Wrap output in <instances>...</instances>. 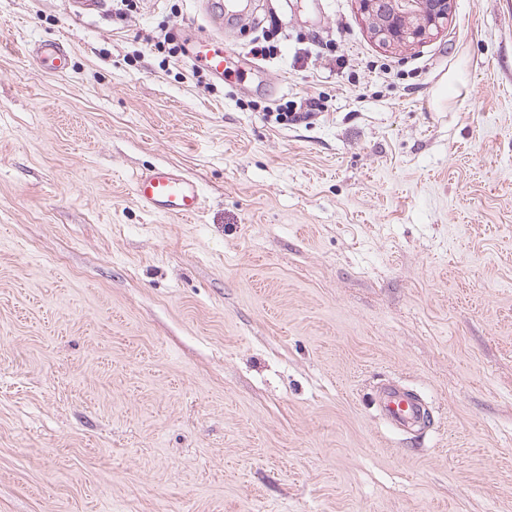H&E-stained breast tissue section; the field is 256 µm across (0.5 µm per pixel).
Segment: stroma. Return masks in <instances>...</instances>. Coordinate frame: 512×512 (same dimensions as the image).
Segmentation results:
<instances>
[{
	"instance_id": "obj_1",
	"label": "stroma",
	"mask_w": 512,
	"mask_h": 512,
	"mask_svg": "<svg viewBox=\"0 0 512 512\" xmlns=\"http://www.w3.org/2000/svg\"><path fill=\"white\" fill-rule=\"evenodd\" d=\"M207 23L0 0V512H512V0L389 51L251 0L220 82L155 47ZM160 164L199 216L137 203ZM28 52L37 65L46 72H63L67 69L70 60V54L62 40L34 45L29 48ZM378 409L393 426L413 422L416 426L424 427L426 407L395 383H389L383 388Z\"/></svg>"
}]
</instances>
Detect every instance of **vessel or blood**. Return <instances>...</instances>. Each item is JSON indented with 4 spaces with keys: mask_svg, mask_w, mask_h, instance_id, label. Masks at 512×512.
Listing matches in <instances>:
<instances>
[{
    "mask_svg": "<svg viewBox=\"0 0 512 512\" xmlns=\"http://www.w3.org/2000/svg\"><path fill=\"white\" fill-rule=\"evenodd\" d=\"M204 7L210 24L195 34L189 53L202 61L209 74L220 81L224 78L222 30L227 3L226 0H206ZM29 54L39 67L52 73L66 70L70 60L66 44L61 40L31 47ZM134 194L149 211L182 219L194 218L204 206L199 183L174 166L154 167L143 172L136 180ZM378 409L396 427L409 422L420 427L425 424L426 407L394 383L383 388Z\"/></svg>",
    "mask_w": 512,
    "mask_h": 512,
    "instance_id": "obj_1",
    "label": "vessel or blood"
}]
</instances>
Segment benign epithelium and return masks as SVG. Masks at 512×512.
<instances>
[{
  "label": "benign epithelium",
  "mask_w": 512,
  "mask_h": 512,
  "mask_svg": "<svg viewBox=\"0 0 512 512\" xmlns=\"http://www.w3.org/2000/svg\"><path fill=\"white\" fill-rule=\"evenodd\" d=\"M371 38L398 49L418 44L448 23L453 0H357Z\"/></svg>",
  "instance_id": "1"
}]
</instances>
